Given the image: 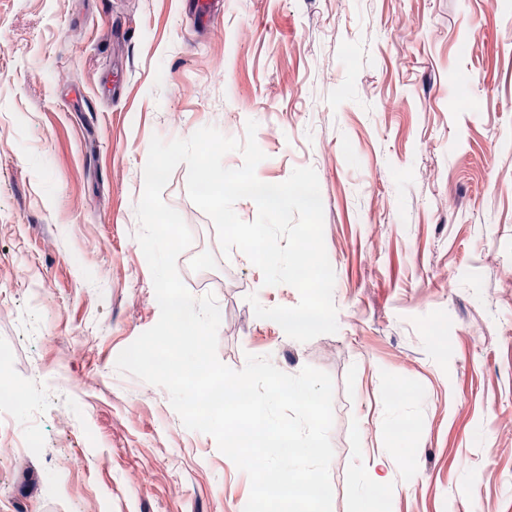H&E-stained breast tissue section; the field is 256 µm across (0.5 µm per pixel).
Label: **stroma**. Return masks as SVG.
Masks as SVG:
<instances>
[{
	"label": "stroma",
	"mask_w": 512,
	"mask_h": 512,
	"mask_svg": "<svg viewBox=\"0 0 512 512\" xmlns=\"http://www.w3.org/2000/svg\"><path fill=\"white\" fill-rule=\"evenodd\" d=\"M250 120L260 181L317 174L338 330L256 317L249 295L299 293L223 254L182 164L162 198L219 360L331 376L332 512H361L390 448V512H512V0H0V384L39 443L0 431V512H244L246 473L116 360L160 317L137 240L152 136Z\"/></svg>",
	"instance_id": "obj_1"
}]
</instances>
